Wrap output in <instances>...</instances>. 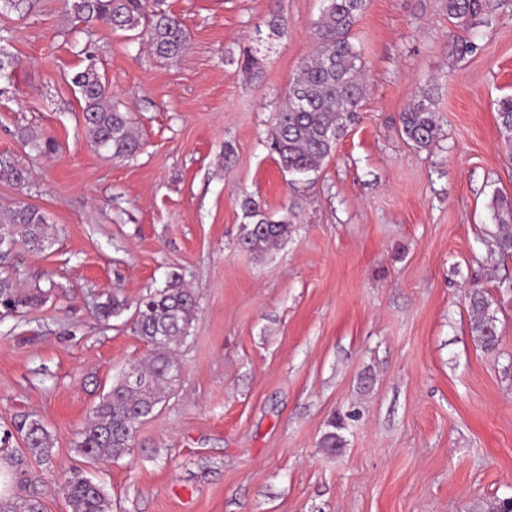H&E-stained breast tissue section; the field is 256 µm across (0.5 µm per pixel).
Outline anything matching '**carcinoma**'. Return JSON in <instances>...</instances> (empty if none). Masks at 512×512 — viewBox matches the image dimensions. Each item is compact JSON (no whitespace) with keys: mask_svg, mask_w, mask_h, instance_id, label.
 I'll list each match as a JSON object with an SVG mask.
<instances>
[{"mask_svg":"<svg viewBox=\"0 0 512 512\" xmlns=\"http://www.w3.org/2000/svg\"><path fill=\"white\" fill-rule=\"evenodd\" d=\"M316 22L318 45L300 66L288 94L275 115L271 147L283 172L308 177L319 171L329 158L336 141L347 127L359 120L367 80L361 53L353 42L352 29L365 7V0H322ZM28 0H0V17H20L27 12ZM63 12L85 26L105 23L145 40L154 56L178 61L188 51L190 37L180 17L149 6V0H61ZM448 19L468 29L490 14L491 0H446ZM72 85L82 101L84 126L92 147L114 160L136 156L142 147L139 133L127 113L112 100L109 82L94 64L74 74ZM500 127L512 139V97L498 103ZM403 139L418 149L430 147L439 134L435 101L431 91L420 93L402 112ZM29 179L27 170L0 160V181L22 186ZM248 219L240 246L265 255L288 241L292 226L288 219H274L254 199L240 203ZM491 208L497 221L493 245L502 255L512 253V201L493 196ZM19 234L36 247L51 242V226L37 207L20 203L0 221V237L12 241ZM51 289L23 290L9 277L0 276V310L22 314L42 305ZM471 330L487 350L497 346L494 320L488 314L489 302L476 290L471 295ZM100 317L107 321L120 316L128 303L117 294L97 304ZM197 315L194 295L180 279L172 277L159 290L141 297L135 306L133 330L149 346L151 357L122 372L110 390L95 406L80 433L77 451L96 464L119 460L131 454L137 426L148 418L180 379L176 360L180 346L192 335ZM134 371L139 381L129 377ZM331 430L321 439V447L334 452L343 447L340 431L343 420L330 421ZM52 467V435L39 416L23 413L0 434V460L10 466L14 494L0 498V512H44L43 481L29 466V459ZM70 512H112V500L104 484L69 470L62 487Z\"/></svg>","mask_w":512,"mask_h":512,"instance_id":"carcinoma-1","label":"carcinoma"}]
</instances>
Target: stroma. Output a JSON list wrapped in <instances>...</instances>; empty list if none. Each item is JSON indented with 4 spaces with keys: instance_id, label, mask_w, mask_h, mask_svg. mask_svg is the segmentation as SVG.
<instances>
[{
    "instance_id": "35a3bbf8",
    "label": "stroma",
    "mask_w": 512,
    "mask_h": 512,
    "mask_svg": "<svg viewBox=\"0 0 512 512\" xmlns=\"http://www.w3.org/2000/svg\"><path fill=\"white\" fill-rule=\"evenodd\" d=\"M470 30L445 0H366L353 37L368 74L360 119L312 180L290 181L269 147L289 83L316 46L321 0H160L190 48L174 63L59 0L8 21L17 65L0 79V216L41 209L51 246L16 240L0 273L50 289L0 314V426L38 414L52 434L44 512H70L62 473L87 467L112 512H491L512 498V255L495 252L494 195L512 199L497 104L512 96V0ZM288 35L266 33L271 14ZM259 73L243 68L247 54ZM94 55L143 142L115 160L91 148L73 74ZM431 90L427 149L399 116ZM54 138L52 152L39 148ZM252 196L293 232L240 249ZM179 274L198 303L182 377L138 428L131 455L86 465L76 445L120 371L147 359L136 302ZM483 290L499 342L470 328ZM348 415L343 448L320 440Z\"/></svg>"
}]
</instances>
